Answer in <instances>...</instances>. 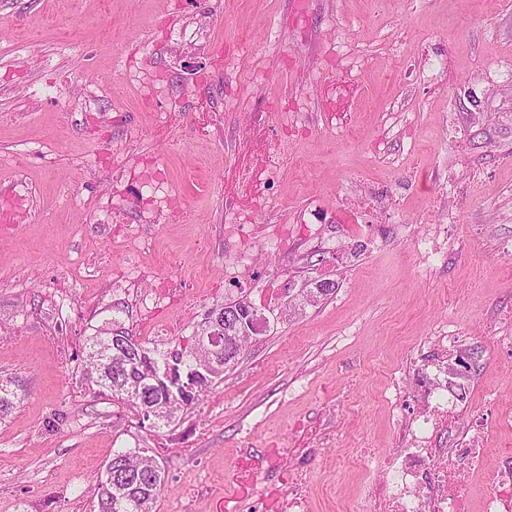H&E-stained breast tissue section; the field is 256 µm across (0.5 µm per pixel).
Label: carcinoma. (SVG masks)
I'll return each mask as SVG.
<instances>
[{
  "label": "carcinoma",
  "instance_id": "carcinoma-1",
  "mask_svg": "<svg viewBox=\"0 0 512 512\" xmlns=\"http://www.w3.org/2000/svg\"><path fill=\"white\" fill-rule=\"evenodd\" d=\"M335 292V283L318 282V287L301 288L291 303L301 308L313 305ZM208 321H203L188 336L176 338L170 351L157 352L141 343L124 345V332L113 330L107 336H92L86 349L89 378L102 390L137 413L148 406L169 411L151 423L158 432L171 425L170 416L186 411L198 401L199 393L223 375L196 377L202 360L198 350L200 337L206 335ZM249 340L235 323H224L218 348L224 358L223 370L238 363ZM23 398L16 380L0 379V417L9 413ZM165 482L157 460L139 452H116L98 480L97 512H153V505Z\"/></svg>",
  "mask_w": 512,
  "mask_h": 512
}]
</instances>
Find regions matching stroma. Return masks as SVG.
<instances>
[{
	"label": "stroma",
	"mask_w": 512,
	"mask_h": 512,
	"mask_svg": "<svg viewBox=\"0 0 512 512\" xmlns=\"http://www.w3.org/2000/svg\"><path fill=\"white\" fill-rule=\"evenodd\" d=\"M451 60L452 81L418 78L417 56ZM357 77L330 87L328 55ZM512 0H0V376L25 397L0 420V512H91L114 452L151 449L165 472L154 512H281L287 448L308 479L310 512H336L376 475L391 446L382 398L392 373L439 325L465 329L483 407L512 404ZM295 111L299 124L280 126ZM468 166L488 176L452 208L433 201L448 174L449 114ZM284 151L269 200L251 210L238 181L262 184L263 151ZM167 183H146L148 164ZM378 188L383 228L356 236L352 180ZM186 190L188 219L158 205ZM310 224L345 242L286 256L253 250L275 290L224 287L219 224ZM116 224L141 226L127 259ZM456 240L425 271L415 238ZM136 296L168 278L184 333L227 299L280 306L310 278L333 295L279 321L198 405L162 433L99 394L82 350L102 330L153 340L135 298L114 300L113 268ZM334 441L315 449L319 429ZM370 463L352 467L361 454Z\"/></svg>",
	"instance_id": "obj_1"
}]
</instances>
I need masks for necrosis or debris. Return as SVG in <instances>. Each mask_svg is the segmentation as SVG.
Returning a JSON list of instances; mask_svg holds the SVG:
<instances>
[{"label": "necrosis or debris", "instance_id": "4bbe7bcc", "mask_svg": "<svg viewBox=\"0 0 512 512\" xmlns=\"http://www.w3.org/2000/svg\"><path fill=\"white\" fill-rule=\"evenodd\" d=\"M226 285L254 282L247 259L255 242L247 224H223ZM391 384L395 442L380 461L381 479L363 493L367 512H512V465L499 467L480 499L470 470L482 463L490 427L512 428V409L475 411L470 338L440 327Z\"/></svg>", "mask_w": 512, "mask_h": 512}]
</instances>
